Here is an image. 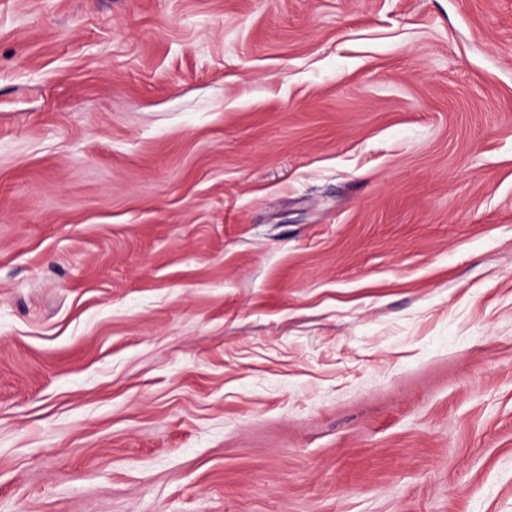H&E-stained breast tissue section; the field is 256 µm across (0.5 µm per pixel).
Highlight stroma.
Wrapping results in <instances>:
<instances>
[{"instance_id": "1", "label": "stroma", "mask_w": 512, "mask_h": 512, "mask_svg": "<svg viewBox=\"0 0 512 512\" xmlns=\"http://www.w3.org/2000/svg\"><path fill=\"white\" fill-rule=\"evenodd\" d=\"M0 512H512V0H0Z\"/></svg>"}]
</instances>
